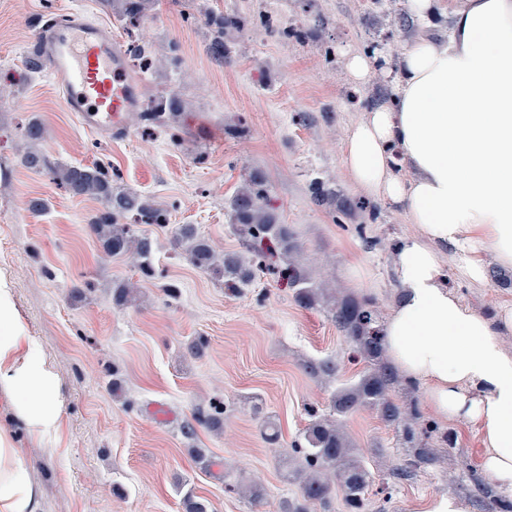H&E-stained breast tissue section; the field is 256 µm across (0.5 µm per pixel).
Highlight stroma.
Listing matches in <instances>:
<instances>
[{
	"instance_id": "stroma-1",
	"label": "stroma",
	"mask_w": 512,
	"mask_h": 512,
	"mask_svg": "<svg viewBox=\"0 0 512 512\" xmlns=\"http://www.w3.org/2000/svg\"><path fill=\"white\" fill-rule=\"evenodd\" d=\"M456 7L437 0V18L425 24L409 0H154L130 33L105 0H0V276L63 400L57 428L32 439L12 422L0 391V427L26 450L43 486L42 512H183L181 483L213 512H278L282 499L298 496L288 478L294 440L311 412L329 413L336 385L356 380L365 363L325 307L295 302L281 254L266 255L263 272L234 290L196 269L173 236L191 224L223 250L251 255L252 243L233 229L230 202L249 172L261 170L262 204L295 234L311 280L387 315L396 296L391 247L414 227L354 184L345 140L363 113L390 104L407 44L446 37ZM205 11L246 20L220 62L207 52ZM73 12L106 27L125 53L137 44L151 52L149 71L130 60L127 73L141 85L140 106L178 98L176 122H130L109 135L66 110L60 78L31 72L26 60L39 27ZM351 53L370 61L363 81L348 73ZM34 120L44 127L36 148L51 160L102 164L117 186L166 213V226H136L154 241L152 276L103 251L91 226L103 201L72 196L53 174L24 166L23 131ZM318 184L331 196L315 200ZM36 201L43 209H33ZM127 281L139 301L113 306V287ZM169 284L177 296L165 293ZM448 285L481 311L512 305V285L476 286L453 270ZM76 290L82 300H73ZM199 338L204 350L191 355ZM324 358L340 365L335 383L303 368ZM397 397L415 401L420 427L453 437L454 466L397 482L399 431L368 408L346 416L372 472L371 512H421L432 498H459L460 484L482 472L477 438L435 422L417 388ZM202 410L219 412L221 430L200 426L186 438L185 425ZM193 448L205 449L211 467L190 456ZM257 478L261 500L237 493Z\"/></svg>"
}]
</instances>
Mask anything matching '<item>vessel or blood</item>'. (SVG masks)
Wrapping results in <instances>:
<instances>
[{"instance_id":"vessel-or-blood-1","label":"vessel or blood","mask_w":512,"mask_h":512,"mask_svg":"<svg viewBox=\"0 0 512 512\" xmlns=\"http://www.w3.org/2000/svg\"><path fill=\"white\" fill-rule=\"evenodd\" d=\"M37 43L44 64L63 81V100L89 129L118 125L134 109L138 85L129 78L121 46L100 25L73 14L43 27Z\"/></svg>"}]
</instances>
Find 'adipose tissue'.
<instances>
[{
	"instance_id": "adipose-tissue-1",
	"label": "adipose tissue",
	"mask_w": 512,
	"mask_h": 512,
	"mask_svg": "<svg viewBox=\"0 0 512 512\" xmlns=\"http://www.w3.org/2000/svg\"><path fill=\"white\" fill-rule=\"evenodd\" d=\"M395 147L409 175L395 169ZM344 161L357 187L414 226L392 253L399 297L381 326L386 358L438 421L475 430L484 474L512 494V307L478 311L446 274L483 284L488 254L512 270V0H459L445 40L410 42L392 104L352 125ZM0 391L30 433L55 429L59 390L2 282ZM23 454L0 432V512H40Z\"/></svg>"
}]
</instances>
